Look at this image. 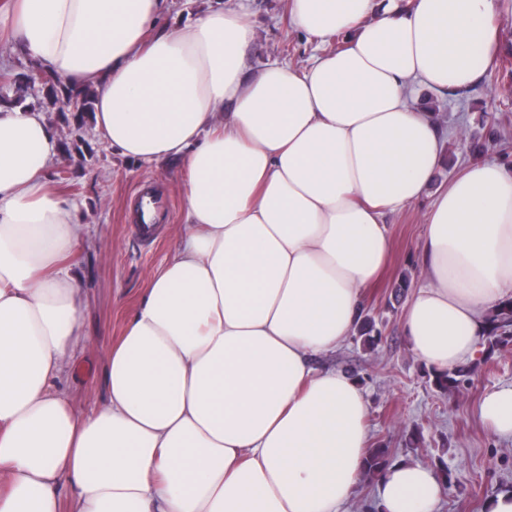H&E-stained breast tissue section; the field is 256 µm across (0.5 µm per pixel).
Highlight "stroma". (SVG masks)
I'll return each mask as SVG.
<instances>
[{
    "instance_id": "obj_1",
    "label": "stroma",
    "mask_w": 512,
    "mask_h": 512,
    "mask_svg": "<svg viewBox=\"0 0 512 512\" xmlns=\"http://www.w3.org/2000/svg\"><path fill=\"white\" fill-rule=\"evenodd\" d=\"M254 39L253 67L278 60L303 68L316 56L345 46L344 37L324 43L289 33L286 0H248ZM512 52L491 59L480 82L468 91L438 96L428 93L432 111L447 124L448 169L441 180L471 161L470 142L493 118L512 131ZM58 133V160L49 171L52 189L77 208L81 235L71 258L81 288L78 318L83 339L72 365L58 381L75 408L92 413L106 399L107 355L122 334L127 313L147 286L149 274L168 258L183 222L184 185L178 166L161 162L143 168L112 151L94 128L93 113L66 123L57 112L46 115ZM154 193L164 219L151 241L134 229L132 207L140 193ZM426 203L387 217L392 251L377 282L365 291L367 313L381 320L382 336L374 350L355 339L318 360V367L344 370L366 388L367 423L372 445L388 450L389 460L404 459L431 467L441 478L437 512H484L488 498L512 488V437L491 432L473 414L487 390L512 384V343L481 351L475 359L473 385L461 394L441 395L426 366L411 353L401 328L407 297H396L401 278L417 282V246L424 228Z\"/></svg>"
}]
</instances>
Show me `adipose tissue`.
I'll return each mask as SVG.
<instances>
[{"instance_id":"1","label":"adipose tissue","mask_w":512,"mask_h":512,"mask_svg":"<svg viewBox=\"0 0 512 512\" xmlns=\"http://www.w3.org/2000/svg\"><path fill=\"white\" fill-rule=\"evenodd\" d=\"M508 1L288 0L294 29L346 46L256 71L240 4L158 32L169 0H0L24 53L97 82L112 149L184 178L183 231L108 352L105 402L79 414L56 388L82 336L58 134L0 111V512H349L368 400L314 360L361 322L387 216L430 202L403 330L431 371L476 358L512 300V166L438 182L448 130L415 96L480 81ZM474 412L512 437V384ZM441 494L432 468L395 462L377 512H435Z\"/></svg>"}]
</instances>
